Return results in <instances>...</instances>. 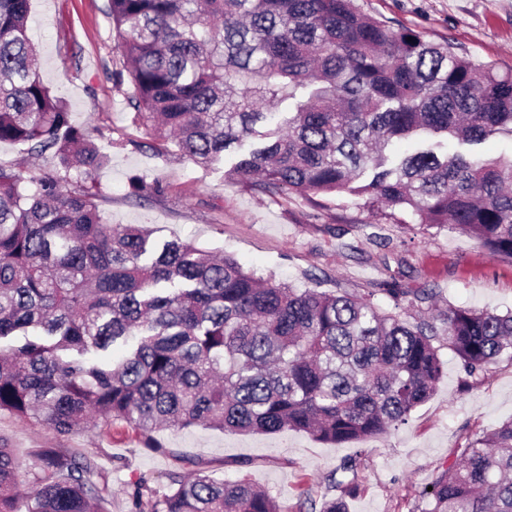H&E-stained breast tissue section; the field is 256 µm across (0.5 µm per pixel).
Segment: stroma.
<instances>
[{"label": "stroma", "mask_w": 512, "mask_h": 512, "mask_svg": "<svg viewBox=\"0 0 512 512\" xmlns=\"http://www.w3.org/2000/svg\"><path fill=\"white\" fill-rule=\"evenodd\" d=\"M360 10L393 28L423 32L458 53L512 72V0H356ZM29 36L39 49V74L65 99L73 122L95 129L111 160L97 175L99 208L109 224H140L156 243L178 238L230 255L257 276L296 288L374 292L387 313L414 322L418 310L394 305L380 287L394 275L406 288H433L443 306L512 310V262L491 258L454 225L419 223L409 213L381 212L342 194L286 193L269 197L228 177L239 152L204 169L174 146L159 147L133 123L125 89L117 83L123 61L107 0H31ZM120 139L124 148H112ZM158 194L129 195L133 178ZM436 347L445 372L433 394L407 424L361 442L335 446L307 433L242 435L207 426L156 432L159 449L123 421L92 417L67 437L45 424L0 414V444L23 470L38 448H68L92 458L107 482L101 512H130L139 483L168 489V475L207 467L218 479H248L289 512H310L338 497L330 482L344 461L358 464L357 495L349 512H423L421 492L432 473L451 466L456 451L512 418V356L502 355L467 375L444 338Z\"/></svg>", "instance_id": "35a3bbf8"}]
</instances>
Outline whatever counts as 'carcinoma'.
<instances>
[{
  "mask_svg": "<svg viewBox=\"0 0 512 512\" xmlns=\"http://www.w3.org/2000/svg\"><path fill=\"white\" fill-rule=\"evenodd\" d=\"M31 0H0V143L54 165H0V412L60 436L91 414L166 427L307 433L342 445L408 421L444 373L438 336L470 375L512 350V312L448 307L431 288L387 285L413 323L371 295L263 280L178 238L102 222L95 174L109 154L40 79ZM134 122L203 166L250 142L231 175L253 189L348 193L430 226L453 224L512 261V157L448 151L512 137V74L448 42L395 30L354 0H108ZM293 101L288 116L280 106ZM397 141L411 150L387 152ZM125 347L115 361L108 352ZM105 353L93 360L91 353ZM26 512H99L105 478L65 448L34 453ZM135 512H286L241 480L172 473ZM21 468L0 447V512H18ZM421 512H512V420L437 471ZM320 512H348L356 478ZM374 302L387 313L398 315L402 320L413 323L419 314L418 308L407 303L402 304L399 308H395L393 301L384 293L376 292Z\"/></svg>",
  "mask_w": 512,
  "mask_h": 512,
  "instance_id": "carcinoma-1",
  "label": "carcinoma"
}]
</instances>
